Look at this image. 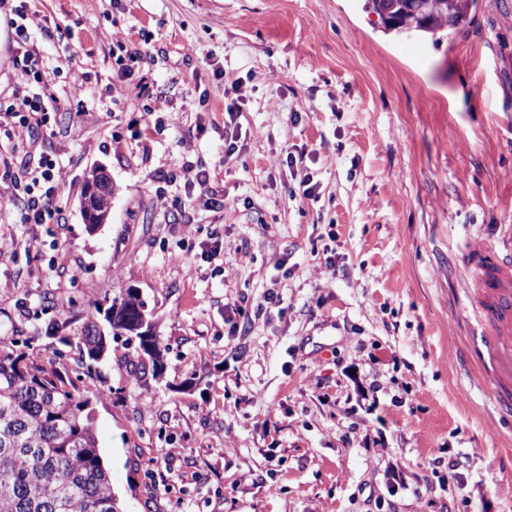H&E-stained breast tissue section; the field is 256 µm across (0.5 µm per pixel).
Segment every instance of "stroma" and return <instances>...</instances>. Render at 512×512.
Returning <instances> with one entry per match:
<instances>
[{
  "mask_svg": "<svg viewBox=\"0 0 512 512\" xmlns=\"http://www.w3.org/2000/svg\"><path fill=\"white\" fill-rule=\"evenodd\" d=\"M363 4L0 0V103L21 84L16 49L34 48L59 101L35 148L63 170L65 217L0 212V350L31 339L78 380L123 512H512L496 363L466 364L488 299L458 273L512 224V0H474L437 44L385 34ZM116 36L150 58L123 82ZM291 145L311 154L318 199L290 194ZM188 163L234 210L183 208ZM97 165L117 191L92 233L79 205ZM214 237L220 257L202 259ZM127 288L159 324L163 381L121 346L83 376L46 334L61 317L80 335L90 302ZM271 289L281 308L257 314ZM440 448L467 459L444 487ZM393 470L405 487L376 506Z\"/></svg>",
  "mask_w": 512,
  "mask_h": 512,
  "instance_id": "stroma-1",
  "label": "stroma"
}]
</instances>
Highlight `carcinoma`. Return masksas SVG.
<instances>
[{
    "label": "carcinoma",
    "mask_w": 512,
    "mask_h": 512,
    "mask_svg": "<svg viewBox=\"0 0 512 512\" xmlns=\"http://www.w3.org/2000/svg\"><path fill=\"white\" fill-rule=\"evenodd\" d=\"M365 7L387 32L435 43L470 22V0H365ZM141 306L128 289L90 304L92 317L101 313L126 332L125 348L155 378L167 348L158 335L146 348L134 333ZM113 341L99 336L91 320L76 340L60 337L76 348L89 376L97 372L102 348L111 354ZM82 398L53 362L24 351L0 352V512H120Z\"/></svg>",
    "instance_id": "cac0c4a2"
}]
</instances>
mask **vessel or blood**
Here are the masks:
<instances>
[{
  "label": "vessel or blood",
  "mask_w": 512,
  "mask_h": 512,
  "mask_svg": "<svg viewBox=\"0 0 512 512\" xmlns=\"http://www.w3.org/2000/svg\"><path fill=\"white\" fill-rule=\"evenodd\" d=\"M500 230L499 246L483 252L484 266L491 273L485 286L493 298L494 325L488 330L483 346L472 349L468 355L470 363L476 366L499 350L512 349V224L501 225Z\"/></svg>",
  "instance_id": "vessel-or-blood-1"
}]
</instances>
